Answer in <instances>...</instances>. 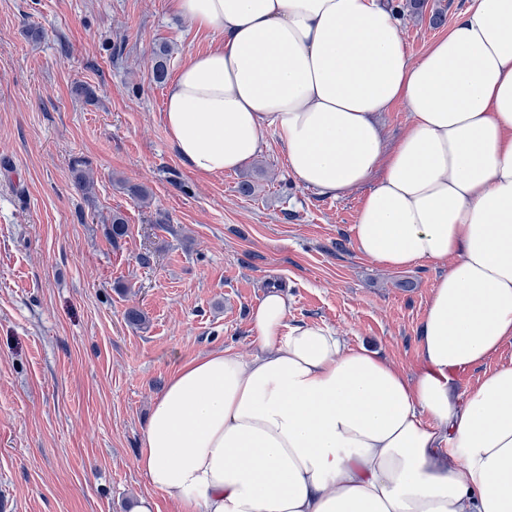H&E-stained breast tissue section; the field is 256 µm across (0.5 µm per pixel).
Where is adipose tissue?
I'll return each instance as SVG.
<instances>
[{"mask_svg": "<svg viewBox=\"0 0 512 512\" xmlns=\"http://www.w3.org/2000/svg\"><path fill=\"white\" fill-rule=\"evenodd\" d=\"M217 45L163 114L180 157L231 172L266 133L324 195L368 186L352 227L387 267L443 265L404 371L331 329L253 308L251 356L181 364L136 458L180 512H512V0H471L418 59L389 0H173ZM404 105L387 144L375 121ZM387 142L392 144L397 138L402 136L410 124V115L407 109L402 105H397L389 112H382L378 116ZM512 358V342H506L499 352L488 359L481 367L470 371L462 376L461 388H469L476 384L477 380L484 372H490L497 369L500 364L507 363Z\"/></svg>", "mask_w": 512, "mask_h": 512, "instance_id": "obj_1", "label": "adipose tissue"}]
</instances>
